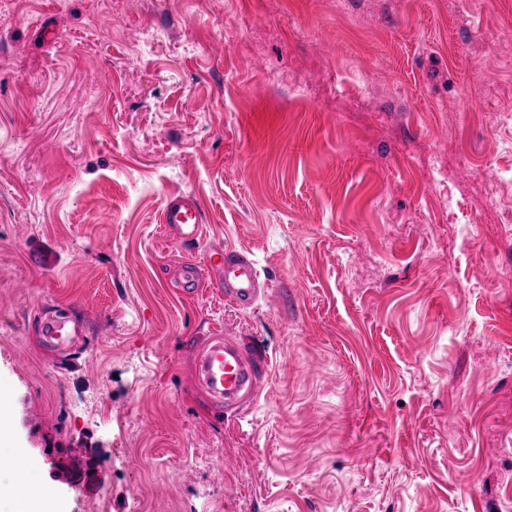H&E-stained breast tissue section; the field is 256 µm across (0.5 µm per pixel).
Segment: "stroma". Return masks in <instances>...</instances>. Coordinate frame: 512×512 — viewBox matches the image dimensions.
Masks as SVG:
<instances>
[{
  "mask_svg": "<svg viewBox=\"0 0 512 512\" xmlns=\"http://www.w3.org/2000/svg\"><path fill=\"white\" fill-rule=\"evenodd\" d=\"M220 247L253 308L180 292ZM0 394L62 512H512V0H0ZM161 223L172 227L184 243H199L203 237V210L192 196L177 193L168 195L161 209ZM223 277L214 288L224 291V297L240 308H249L258 300L260 288L264 287L255 261L244 253L226 248L217 253ZM198 385L219 411L239 408L258 392L261 369L245 350L224 336H208L197 353ZM82 464H81V458L79 455H74L69 459L67 468H65L61 474L60 477L54 478L53 481H68L70 482L80 490H88L91 486L94 485L95 481L97 480L98 476H90L87 475L85 472H81Z\"/></svg>",
  "mask_w": 512,
  "mask_h": 512,
  "instance_id": "1",
  "label": "stroma"
}]
</instances>
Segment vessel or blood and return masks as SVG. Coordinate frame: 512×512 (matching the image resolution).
Segmentation results:
<instances>
[{
  "mask_svg": "<svg viewBox=\"0 0 512 512\" xmlns=\"http://www.w3.org/2000/svg\"><path fill=\"white\" fill-rule=\"evenodd\" d=\"M161 221L172 227L182 242L194 244L203 237V210L192 196L168 195L161 209ZM220 257L223 276L217 281V288L238 307H251L263 286L255 261L232 248L221 251ZM196 370L198 385L216 410L239 408L258 392V365L240 345L226 337H207L198 350ZM60 478L84 491L95 483L93 476L83 472L77 455L70 458Z\"/></svg>",
  "mask_w": 512,
  "mask_h": 512,
  "instance_id": "vessel-or-blood-1",
  "label": "vessel or blood"
}]
</instances>
